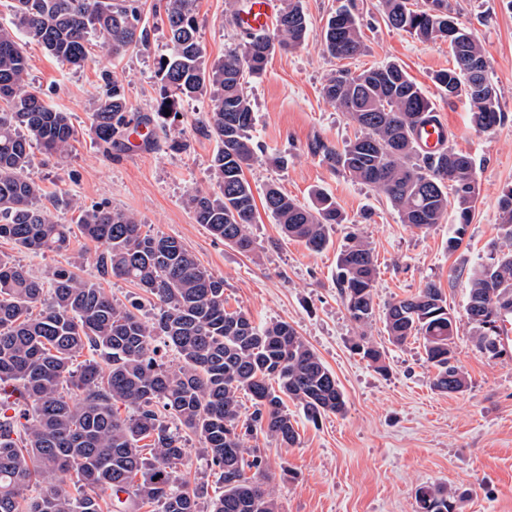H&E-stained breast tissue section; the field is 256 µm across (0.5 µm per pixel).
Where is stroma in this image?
I'll list each match as a JSON object with an SVG mask.
<instances>
[{"label":"stroma","instance_id":"35a3bbf8","mask_svg":"<svg viewBox=\"0 0 512 512\" xmlns=\"http://www.w3.org/2000/svg\"><path fill=\"white\" fill-rule=\"evenodd\" d=\"M349 1L360 16L364 50L340 61L325 53L320 32ZM143 2L148 48L117 57L100 52L72 67L38 43L24 46L31 85L51 107L69 113L76 130L68 155L34 153L33 173L54 198L49 210L55 221L75 223L73 199L134 214L144 232L178 239L200 265L223 277L227 311L246 312L259 324L288 322L334 373L346 400L344 414L314 424L293 405L289 411L299 433L294 446L283 448L261 435L246 441L267 460L269 487L281 512H417L422 487L451 492L455 512H512V356L481 353L464 313L473 267L512 247L498 229L500 196L512 184V0H451L459 23L484 49L505 114L487 132L473 126L465 96H448L433 81L453 62L447 42H422L388 27L379 0H302L308 41L275 52L247 88L260 151L245 176L255 192L273 181L305 204L323 189L348 221L334 226L326 249L314 252L284 240L279 225L261 210L250 228L256 248L249 254L195 223L184 203L189 192L213 184L216 143L201 130L208 100L184 101L179 118L148 148L124 141L107 151L91 131L93 105L113 81L121 82L133 111L150 112L158 96L157 62L168 51V32L155 12L160 0ZM228 8V0H198L199 41L209 59L236 41ZM389 61L406 70L447 122L449 145L475 161L477 202L457 250L448 248L452 218L427 229L403 224L383 194L333 171L308 150L316 138L339 148L360 133L324 98L327 75ZM279 156L287 157V165H275ZM352 232L369 243L377 265L374 317L362 327L350 320L336 285V259ZM95 251V243L79 236L67 251L45 253L0 239V253L43 279L71 268L83 279L99 280ZM78 256L83 262L77 266ZM430 281L457 316L456 360L468 380L461 393L432 389L433 370L421 343L394 346L384 330L388 304ZM360 335L384 349L386 372L353 351Z\"/></svg>","mask_w":512,"mask_h":512}]
</instances>
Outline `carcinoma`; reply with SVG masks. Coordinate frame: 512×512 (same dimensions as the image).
Instances as JSON below:
<instances>
[{
	"label": "carcinoma",
	"mask_w": 512,
	"mask_h": 512,
	"mask_svg": "<svg viewBox=\"0 0 512 512\" xmlns=\"http://www.w3.org/2000/svg\"><path fill=\"white\" fill-rule=\"evenodd\" d=\"M388 24L423 41L450 38L467 53L453 55V67L434 81L448 95L464 94L472 121L490 131L504 121L497 87L477 38L448 28V0H380ZM167 54L160 57L159 99L154 114L131 110L124 88L112 89L95 104L92 128L105 149L134 122L176 119L182 103L206 98L202 120L217 143L211 159L214 186L185 198L195 223L243 253L254 251L250 225L256 203L245 170L256 160L249 131L253 110L248 78L261 74L276 49H295L309 37L301 0H283L273 33L241 31V37L209 60L199 42L197 0H165ZM118 56L148 47L143 0H14L12 27H0V238L42 251L69 247L79 234L101 246L95 259L99 278L129 281L155 300L156 313L142 317L138 304L119 306L97 282L73 271L52 273L51 290L23 266L0 257V512H112L158 504L161 512H201L202 485L173 477L187 455V437L200 438L207 460L219 469L224 492L209 512H279L268 488L266 462L244 437L261 432L282 447L297 441L285 400L295 402L312 422L345 412L336 376L286 322L259 326L247 313L224 309V278L201 267L173 237L144 233L134 215L105 205L74 204L77 222L58 224L39 206L43 189L32 174V144L48 155L68 152L75 129L66 112L48 106L28 81L22 40L36 41L61 63L78 66L88 57L91 36ZM326 53L352 59L363 52L360 24L340 8L322 31ZM325 99L356 124L361 135L337 149L314 140L309 149L329 166L385 195L402 223L427 229L454 208L455 227L448 250H456L471 223L477 186L460 193L470 178L472 157L452 147L422 152L415 145L419 127L433 121V106L401 66L387 63L359 73L337 69L323 86ZM171 115H166V112ZM457 180L448 181V173ZM303 204L273 181L263 191V207L285 238L314 252L325 249L330 231L348 219L336 200L317 190ZM499 228L512 240V186L499 200ZM377 279L374 256L358 235L340 252L337 284L350 319L359 326L374 316ZM512 308V250L475 267L469 277L465 312L476 328V347L494 355L500 312ZM388 341L403 346L422 342L436 369L433 387L463 392L468 382L455 365L456 316L441 288L430 282L388 305ZM175 351L172 369L157 359V341ZM377 370H386L378 346L362 335L352 343ZM97 353L74 368L83 352ZM253 411L242 412L241 395ZM129 409L121 416L117 404ZM148 444H141L143 440ZM150 454H144V450ZM254 470L245 476V468ZM94 494L72 496L67 482ZM35 488V494L26 491ZM419 512H454L450 494L423 487ZM126 498H121V495Z\"/></svg>",
	"instance_id": "cac0c4a2"
}]
</instances>
